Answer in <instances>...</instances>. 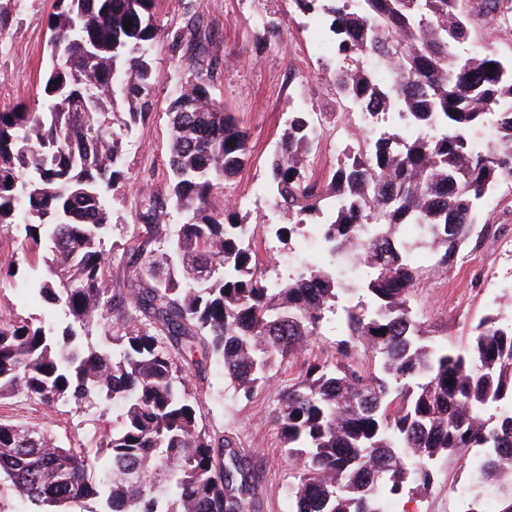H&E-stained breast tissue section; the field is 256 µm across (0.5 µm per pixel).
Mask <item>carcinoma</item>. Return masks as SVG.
<instances>
[{"instance_id": "obj_1", "label": "carcinoma", "mask_w": 512, "mask_h": 512, "mask_svg": "<svg viewBox=\"0 0 512 512\" xmlns=\"http://www.w3.org/2000/svg\"><path fill=\"white\" fill-rule=\"evenodd\" d=\"M319 14L343 65L337 98L417 134L357 133L320 178L305 165L321 114L296 109L270 163L267 192L287 222L323 225L333 262L360 264L357 283L307 267L270 283L258 272L250 225L211 199L248 162V133L213 98L206 34L167 32L186 71L168 107V203L140 218L162 255L132 248L127 287L112 289L104 237L109 198L124 190L120 164L133 125L151 108L162 35L156 0H56L43 108L0 111V224H21L22 250L41 271L29 282L65 327L11 312L0 319V399L22 394L82 408L96 395L119 405L102 420L104 475L47 429L0 420V476L38 507L99 498L101 512H247L254 477L233 445L204 423L187 372L224 370L248 397L270 371L322 335L329 315L363 350L355 369L307 363L279 396L277 423L297 482L293 512H385L425 493L432 461L477 448L464 512H512V320L483 317L467 343L433 341L411 303L420 249L446 267L477 229L486 190L512 184V62L463 55L474 13L512 22V0H291ZM132 21L125 30V21ZM371 58L376 68L358 62ZM173 209L175 233L159 224ZM407 224H420L409 241Z\"/></svg>"}]
</instances>
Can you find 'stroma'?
I'll use <instances>...</instances> for the list:
<instances>
[{
    "label": "stroma",
    "instance_id": "1",
    "mask_svg": "<svg viewBox=\"0 0 512 512\" xmlns=\"http://www.w3.org/2000/svg\"><path fill=\"white\" fill-rule=\"evenodd\" d=\"M54 0H13L11 17L0 28V110L26 102L42 106L39 83L48 64V17ZM195 18L210 36L207 56L214 70L212 93L247 128L250 160L216 199L217 204H237L251 226L262 269L287 271L288 256L303 254L313 267L326 261L324 249H307L303 234L290 243L280 242L273 230L281 217L273 212L265 186L268 162L288 123L289 112L305 106L317 112L336 109V94L326 80L336 56L322 52L330 37L316 19L296 13L291 0H157L156 19L164 36L152 53L160 79L152 92L153 108L133 126L127 138L121 171L126 188L112 201V233L107 251L112 278L127 277L129 249L138 244L137 227L145 199L169 195L167 109L176 88L185 79L167 32ZM268 20L285 21L278 33L264 32ZM475 38L464 50H479L512 59V34L496 18L473 15ZM483 230L475 235L447 269L435 267L428 255L417 263L425 271L413 292V306L431 336L451 347L464 345L472 327L496 308L512 315V186L490 188L478 217ZM33 264L20 249L13 229L0 227V316L15 312L60 325L62 318L28 286ZM345 334L328 324L308 352L291 358L270 373L269 383L250 397L224 390V373L212 369L206 377H191L216 431L236 443L254 476L249 512H291L292 462L280 448L275 424L278 396L305 371L309 359L339 360ZM101 407L76 410L57 403L48 406L25 398L0 400V418L28 426L50 428L71 448H84L93 463L105 466L107 455L96 447ZM471 452L438 458L435 481L423 496L393 500L388 512H463L464 488L469 485Z\"/></svg>",
    "mask_w": 512,
    "mask_h": 512
}]
</instances>
